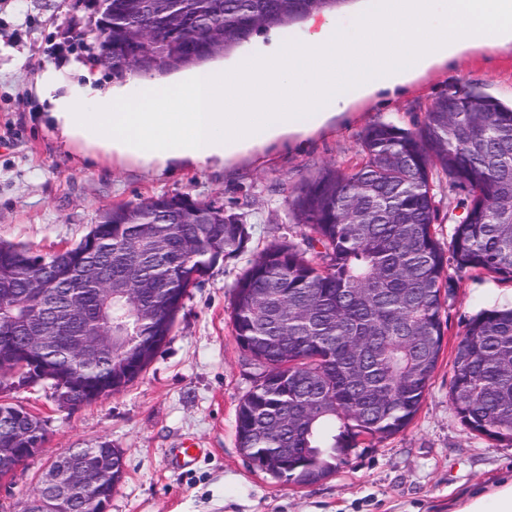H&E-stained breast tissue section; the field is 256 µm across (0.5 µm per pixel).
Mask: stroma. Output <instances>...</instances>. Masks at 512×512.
Masks as SVG:
<instances>
[{
  "instance_id": "stroma-1",
  "label": "stroma",
  "mask_w": 512,
  "mask_h": 512,
  "mask_svg": "<svg viewBox=\"0 0 512 512\" xmlns=\"http://www.w3.org/2000/svg\"><path fill=\"white\" fill-rule=\"evenodd\" d=\"M97 8L96 0H0V240L50 255L79 242L104 209L162 194L223 205L246 224L249 240L190 290L168 342L123 391L71 408L50 382L0 380V400L38 416L46 431L43 448L0 482V512H22L54 458L100 440L125 461L106 512H449L462 491L511 474L512 446L466 428L449 392L469 319L511 306L512 279L455 275L442 350L415 417L307 486L260 471L237 444L236 411L260 369L236 343L231 312L232 288L248 263L273 243L300 242L304 228L288 205L294 187L325 166H354L372 124L417 130L444 95L478 90L512 105V46L463 53L396 95L359 100L306 149L281 146L222 170L157 175L63 150L36 115L31 90L42 70L89 61ZM187 439L205 453L182 468L172 454Z\"/></svg>"
}]
</instances>
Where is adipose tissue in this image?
<instances>
[{
  "instance_id": "obj_1",
  "label": "adipose tissue",
  "mask_w": 512,
  "mask_h": 512,
  "mask_svg": "<svg viewBox=\"0 0 512 512\" xmlns=\"http://www.w3.org/2000/svg\"><path fill=\"white\" fill-rule=\"evenodd\" d=\"M349 35L322 12L297 42L273 39L228 62L100 85L90 66L37 77L43 118L69 149L155 173L225 167L290 141L306 146L358 97L396 93L463 51L512 45V0H371ZM454 512H512V475Z\"/></svg>"
}]
</instances>
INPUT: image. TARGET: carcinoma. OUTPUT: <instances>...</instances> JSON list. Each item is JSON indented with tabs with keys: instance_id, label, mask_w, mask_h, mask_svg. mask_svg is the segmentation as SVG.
Listing matches in <instances>:
<instances>
[{
	"instance_id": "obj_1",
	"label": "carcinoma",
	"mask_w": 512,
	"mask_h": 512,
	"mask_svg": "<svg viewBox=\"0 0 512 512\" xmlns=\"http://www.w3.org/2000/svg\"><path fill=\"white\" fill-rule=\"evenodd\" d=\"M342 0H109L94 58L112 75H164L198 66L256 31L305 19ZM362 162L329 165L295 187L290 205L308 229L303 245H270L233 286L235 340L263 368L236 414L238 445L262 471L294 485L320 482L361 444L403 430L416 415L443 345L442 309L453 277L437 240L433 170L467 193L449 243L455 272L512 278V107L480 92L450 93L411 131L368 127ZM96 248L52 256L0 242V327L23 352L42 329L61 336L37 348L51 371L27 364L18 382L49 381L71 405L119 392L166 344L189 290L224 256L246 246L236 214L188 195H160L105 210L88 232ZM95 275L138 290L94 283ZM55 287L40 288L42 278ZM48 306L37 310L34 295ZM81 299L85 317L67 318ZM106 327L98 358L69 353L68 333ZM450 398L470 430L512 444V307L484 309L467 324L452 365ZM46 441L31 412L0 403V468ZM106 460L102 501L124 476L106 441L71 448L52 465L93 474ZM55 512H97L89 495Z\"/></svg>"
}]
</instances>
